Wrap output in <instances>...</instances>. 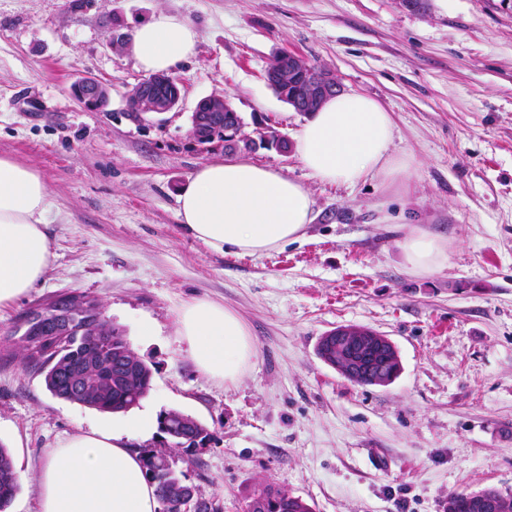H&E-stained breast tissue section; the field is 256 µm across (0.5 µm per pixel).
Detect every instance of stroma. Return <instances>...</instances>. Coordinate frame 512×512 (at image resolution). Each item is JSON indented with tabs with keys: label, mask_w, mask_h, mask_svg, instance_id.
<instances>
[{
	"label": "stroma",
	"mask_w": 512,
	"mask_h": 512,
	"mask_svg": "<svg viewBox=\"0 0 512 512\" xmlns=\"http://www.w3.org/2000/svg\"><path fill=\"white\" fill-rule=\"evenodd\" d=\"M189 19L196 54L172 68L182 99L137 122L127 95L145 72L128 38L158 14ZM324 66L392 113L408 188L328 184L296 154L250 161L302 183L303 240L260 255L217 251L177 217L178 197L217 145L190 134L196 104L226 96L258 136L295 139L307 120L267 86L280 51ZM110 89L102 111L71 84ZM0 156L34 168L53 206L43 280L0 307V444L38 465L112 414L53 397L11 333L21 312L75 291L98 299L152 371L141 408L178 411L211 435L175 450L185 483L244 512L266 486L315 512H442L454 492L512 496V8L500 0H0ZM448 239L423 274L400 241L408 220ZM234 311L255 352L236 381L208 377L179 334L184 305ZM151 335H140L143 325ZM364 327L396 346L388 385H358L317 354L321 336Z\"/></svg>",
	"instance_id": "stroma-1"
}]
</instances>
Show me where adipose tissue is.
Listing matches in <instances>:
<instances>
[{
	"mask_svg": "<svg viewBox=\"0 0 512 512\" xmlns=\"http://www.w3.org/2000/svg\"><path fill=\"white\" fill-rule=\"evenodd\" d=\"M132 45L141 70L166 72L194 55L197 32L187 20L162 14L136 26ZM393 134L392 114L380 102L341 92L310 116L295 151L321 181L354 185L378 176L403 187L413 163L391 154ZM49 206L40 175L0 157V305L34 288L50 266ZM178 215L196 239L244 255L303 239L313 220L312 200L301 183L232 158L199 167L179 197ZM401 247L407 265L417 272L437 269L448 252L445 238L419 226L408 231ZM179 324L205 375L234 381L253 354L246 324L224 306L193 301L181 310ZM156 428L157 418L147 410L124 430L101 425L51 449L35 473L39 512H157L159 499L146 475L144 455L128 445Z\"/></svg>",
	"mask_w": 512,
	"mask_h": 512,
	"instance_id": "ef3b65f1",
	"label": "adipose tissue"
}]
</instances>
